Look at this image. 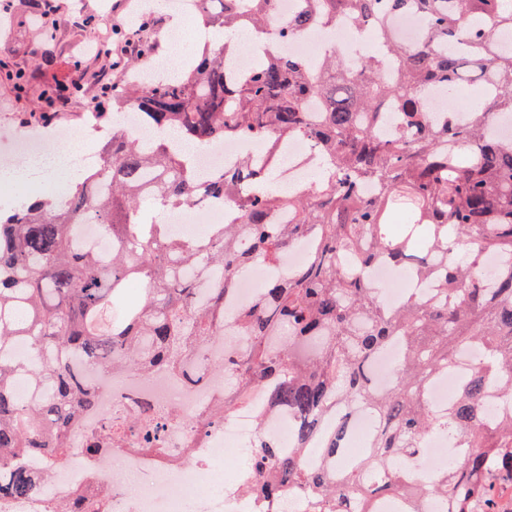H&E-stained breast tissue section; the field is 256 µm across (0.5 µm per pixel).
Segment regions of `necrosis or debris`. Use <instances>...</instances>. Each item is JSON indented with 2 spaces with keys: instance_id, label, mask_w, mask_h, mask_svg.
Returning a JSON list of instances; mask_svg holds the SVG:
<instances>
[{
  "instance_id": "4bbe7bcc",
  "label": "necrosis or debris",
  "mask_w": 512,
  "mask_h": 512,
  "mask_svg": "<svg viewBox=\"0 0 512 512\" xmlns=\"http://www.w3.org/2000/svg\"><path fill=\"white\" fill-rule=\"evenodd\" d=\"M376 46L373 37L361 35L349 23L333 29L311 26L299 39L283 44L284 50L313 67L329 52L359 56ZM85 137L81 126L68 128L58 139L25 134L16 140L14 153L26 160L48 158L56 155L58 142L80 146ZM265 148L261 140L220 141L200 155L198 163L214 172L233 165L243 154L258 155ZM223 215V205L196 200L165 213L163 219L171 224L174 236L190 240L198 234L197 223L214 224ZM82 373L96 390L99 407L79 417L70 441L75 449L72 461L51 472L42 499H0V512H53L56 504L79 494L105 498L108 512H258V501L239 489L235 480L225 479V456L248 446L258 430L287 443L293 427L288 410L267 411L263 392L253 389L246 408L229 420L214 422L210 411L224 395L219 376L193 385L162 370L137 377L86 366ZM144 401L167 420L159 441L163 454L143 451L133 438L96 457L81 454V445L101 431L106 417L136 414Z\"/></svg>"
}]
</instances>
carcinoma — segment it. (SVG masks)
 <instances>
[{
  "label": "carcinoma",
  "instance_id": "cac0c4a2",
  "mask_svg": "<svg viewBox=\"0 0 512 512\" xmlns=\"http://www.w3.org/2000/svg\"><path fill=\"white\" fill-rule=\"evenodd\" d=\"M202 2L200 26L219 32L224 48L203 47L198 61L149 90L112 84V113L137 105L154 137L143 142L103 125L96 112L103 136L89 176L62 197L0 208V499L38 497L70 458L72 423L98 405L58 358L28 370L51 393L38 404L21 401L13 380L23 364L1 347L28 336L121 374L164 368L198 383L199 366L222 371L231 387L211 410L214 421L245 406L246 390L265 389L269 410L295 418L288 449L260 435L248 451L243 489L266 512L294 488L309 493L317 512H376L385 496L409 502L404 512L431 496L453 512H498L491 480L512 476V412L500 414L488 390L512 403V267L483 259L512 263V136L485 128L512 115V52L498 41L499 29L512 30V0H303L302 13L279 22L280 40L348 20L377 31L389 58L331 52L313 69L273 42L237 83L224 68L226 51L238 33L266 31L275 0ZM42 9L49 43L61 15L54 0ZM406 13L422 22L411 45L391 26ZM468 77L493 86L468 121L452 109L427 111L431 90L449 98ZM313 95L316 120L304 107ZM243 136L266 138L269 148L209 180L206 194L232 202L227 220L191 241L145 223V204L178 209L197 198L203 178L182 143L204 148ZM295 138L328 170L315 186L282 193L273 175ZM79 224H97L112 240L108 262L76 242ZM308 236L306 264L270 276L250 306L228 310L241 273L281 261ZM382 259L411 265L425 288L385 304L368 276ZM212 268L224 279L203 299L195 271ZM229 319L240 342L219 361L212 350ZM310 342L318 350L303 361L295 345ZM393 343L401 348L395 383L377 393L368 367ZM469 349L477 355L468 377L447 406L434 408L430 382ZM358 401L373 407L379 428L348 462V427L336 409ZM435 434L461 451L419 479L408 462ZM25 457L41 459L44 472L25 467ZM106 508L104 499L82 498L56 512Z\"/></svg>",
  "mask_w": 512,
  "mask_h": 512
}]
</instances>
